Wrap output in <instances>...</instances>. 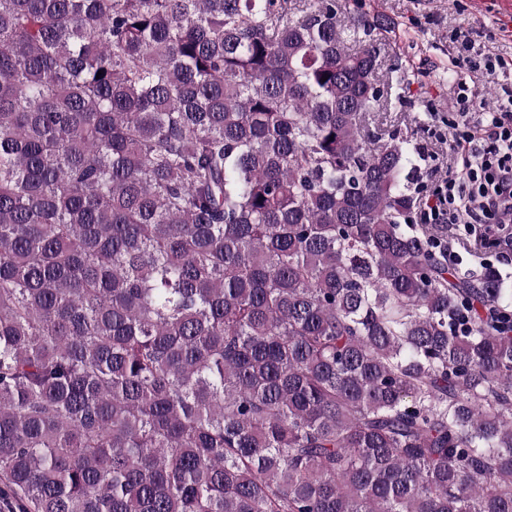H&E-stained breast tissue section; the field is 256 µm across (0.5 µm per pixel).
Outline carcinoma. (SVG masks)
<instances>
[{"instance_id":"cac0c4a2","label":"carcinoma","mask_w":512,"mask_h":512,"mask_svg":"<svg viewBox=\"0 0 512 512\" xmlns=\"http://www.w3.org/2000/svg\"><path fill=\"white\" fill-rule=\"evenodd\" d=\"M379 27L0 0V512H512V289L369 127Z\"/></svg>"}]
</instances>
